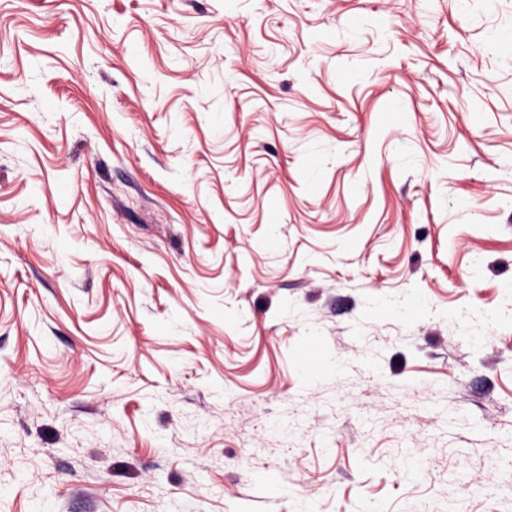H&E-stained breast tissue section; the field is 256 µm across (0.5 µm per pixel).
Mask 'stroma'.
<instances>
[{
    "label": "stroma",
    "mask_w": 512,
    "mask_h": 512,
    "mask_svg": "<svg viewBox=\"0 0 512 512\" xmlns=\"http://www.w3.org/2000/svg\"><path fill=\"white\" fill-rule=\"evenodd\" d=\"M508 36L0 0V512H512Z\"/></svg>",
    "instance_id": "35a3bbf8"
}]
</instances>
